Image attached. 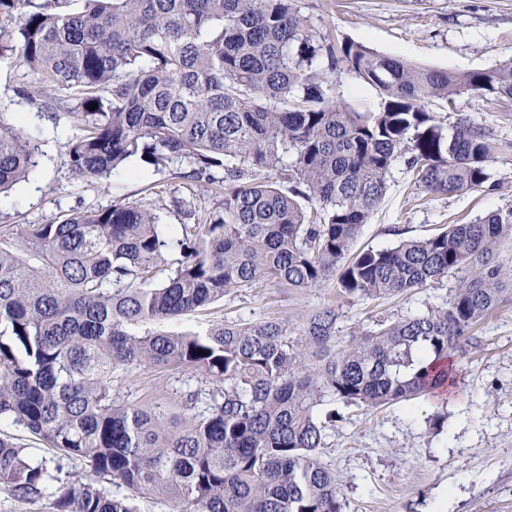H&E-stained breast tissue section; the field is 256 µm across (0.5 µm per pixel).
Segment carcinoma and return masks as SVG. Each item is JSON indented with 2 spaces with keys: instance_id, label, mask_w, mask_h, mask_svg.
I'll list each match as a JSON object with an SVG mask.
<instances>
[{
  "instance_id": "carcinoma-1",
  "label": "carcinoma",
  "mask_w": 512,
  "mask_h": 512,
  "mask_svg": "<svg viewBox=\"0 0 512 512\" xmlns=\"http://www.w3.org/2000/svg\"><path fill=\"white\" fill-rule=\"evenodd\" d=\"M34 75L46 112L75 114L77 179L133 156L224 190L219 210L159 231L152 205L114 204L28 224L0 239V419L55 449L53 469L0 439V486L20 501L62 482L56 512H137L160 496L172 512H343L321 460L342 415L379 409L448 382V358L473 327L512 301L498 250L512 208L396 246L353 250L402 159L426 193L479 190L509 145L465 117L426 109L467 93L512 98V60L454 72L316 35L292 0H0V59ZM346 70L382 95L377 112L331 96ZM97 104L94 110L89 104ZM35 147L0 120V194L22 181ZM292 183L285 192L270 179ZM177 251L176 266L165 254ZM455 275L446 306L399 317L336 348V306L288 322H225L180 335L135 328L195 313L261 282L302 291L332 277L342 295L393 298ZM191 369L217 384L177 427L112 394L132 366ZM122 483L130 495L107 494Z\"/></svg>"
}]
</instances>
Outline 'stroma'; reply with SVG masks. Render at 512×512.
Instances as JSON below:
<instances>
[{
	"label": "stroma",
	"mask_w": 512,
	"mask_h": 512,
	"mask_svg": "<svg viewBox=\"0 0 512 512\" xmlns=\"http://www.w3.org/2000/svg\"><path fill=\"white\" fill-rule=\"evenodd\" d=\"M317 34L353 41L413 63L466 72L512 60V0H294ZM36 90L35 77L15 60H0V120L21 126L37 145L36 165L25 181L0 196V230L15 224H48L76 210L118 203L157 207L162 233L178 229L183 201L197 213L214 210L215 189L172 172L154 170L132 158L100 180L69 171L68 145L81 133L69 112L38 110L20 88ZM332 94L357 112L378 111V91L354 73L334 75ZM428 109L447 122L466 117L512 143V99L455 96L431 101ZM493 190L428 194L416 188L404 162L387 177V192L355 249L394 246L449 224L476 222L488 212L512 208V152L488 165ZM400 235H392L390 227ZM457 284L448 276L392 299L339 295L335 282L304 291L273 285L243 288L206 310L160 323L173 334L203 332L225 321L278 318L298 326L323 305L340 312L338 341L352 339L376 323L443 306ZM454 385L446 391L374 411L345 410L327 432L323 463L336 475L344 512H512V302L480 323L450 359ZM192 371L142 365L123 371L113 383L118 400L140 407L161 406L187 421L191 394L212 388Z\"/></svg>",
	"instance_id": "stroma-1"
}]
</instances>
